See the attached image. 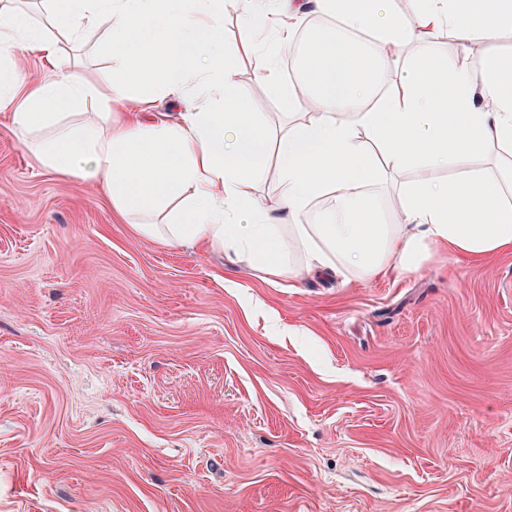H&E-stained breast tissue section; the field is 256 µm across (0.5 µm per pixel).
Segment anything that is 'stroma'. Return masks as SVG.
I'll return each instance as SVG.
<instances>
[{
  "instance_id": "1",
  "label": "stroma",
  "mask_w": 512,
  "mask_h": 512,
  "mask_svg": "<svg viewBox=\"0 0 512 512\" xmlns=\"http://www.w3.org/2000/svg\"><path fill=\"white\" fill-rule=\"evenodd\" d=\"M108 41L60 54L100 80ZM0 512H512V255L292 288L134 234L0 116Z\"/></svg>"
}]
</instances>
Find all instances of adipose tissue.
<instances>
[{"label":"adipose tissue","mask_w":512,"mask_h":512,"mask_svg":"<svg viewBox=\"0 0 512 512\" xmlns=\"http://www.w3.org/2000/svg\"><path fill=\"white\" fill-rule=\"evenodd\" d=\"M42 0L32 15L0 0V111L40 165L97 184L135 232L202 244L292 283L328 272L369 280L420 272L435 248L469 261L512 252V0ZM237 13L236 51L223 47ZM335 18L309 35L302 82L310 109L269 120L232 73L239 57L290 94L280 52L306 14ZM271 39L260 43L254 22ZM108 28L111 68L98 85L60 66L58 41ZM56 29L58 38L48 35ZM451 32L457 51L405 60L412 43ZM373 36L359 48L349 34ZM482 43L481 59L471 54ZM43 65L20 80L15 59ZM399 86L383 93L386 67ZM205 97L173 121H143L165 97ZM90 119L38 130L82 100ZM267 195H259L263 182Z\"/></svg>","instance_id":"adipose-tissue-1"}]
</instances>
